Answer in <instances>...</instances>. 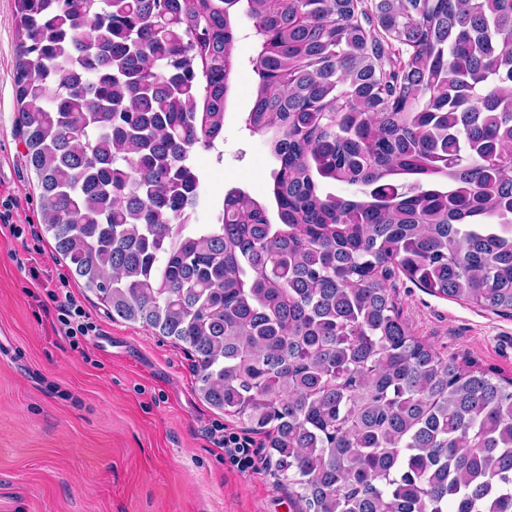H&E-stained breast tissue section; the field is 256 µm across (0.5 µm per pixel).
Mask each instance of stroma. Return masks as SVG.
<instances>
[{
    "mask_svg": "<svg viewBox=\"0 0 512 512\" xmlns=\"http://www.w3.org/2000/svg\"><path fill=\"white\" fill-rule=\"evenodd\" d=\"M253 24L240 17L236 71L217 150L194 163L204 201L197 221L213 223L224 191L265 199L276 163L244 122L252 104ZM16 37L12 0H0V512H292L288 488L266 469L242 472L210 439L219 425H244L196 390L184 344L113 318L73 277L45 233L37 178L16 131ZM81 302L95 336H62L50 298L60 280ZM393 296L417 336L459 362L512 378V317L429 294L405 276Z\"/></svg>",
    "mask_w": 512,
    "mask_h": 512,
    "instance_id": "obj_1",
    "label": "stroma"
}]
</instances>
